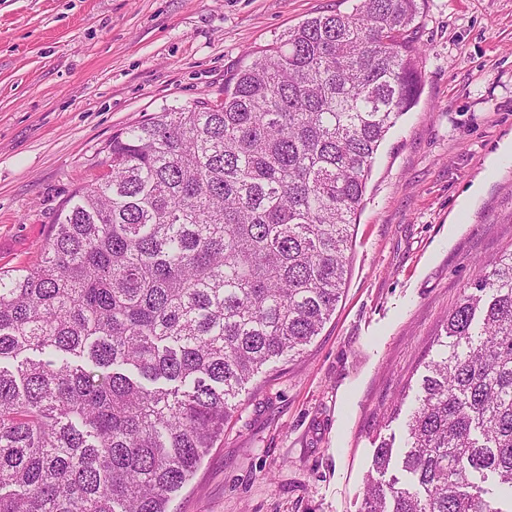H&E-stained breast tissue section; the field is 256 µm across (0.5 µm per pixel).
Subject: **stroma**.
I'll return each mask as SVG.
<instances>
[{"instance_id":"35a3bbf8","label":"stroma","mask_w":512,"mask_h":512,"mask_svg":"<svg viewBox=\"0 0 512 512\" xmlns=\"http://www.w3.org/2000/svg\"><path fill=\"white\" fill-rule=\"evenodd\" d=\"M349 0H0V268L37 263L113 133L224 97L245 51ZM423 86L379 147L335 313L169 512H359L478 260L512 250V0H427Z\"/></svg>"}]
</instances>
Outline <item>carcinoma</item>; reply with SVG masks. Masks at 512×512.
I'll use <instances>...</instances> for the list:
<instances>
[{
	"mask_svg": "<svg viewBox=\"0 0 512 512\" xmlns=\"http://www.w3.org/2000/svg\"><path fill=\"white\" fill-rule=\"evenodd\" d=\"M425 0H355L247 51L224 100L112 135L38 263L0 271V512H167L242 386L335 313ZM362 512H512V251L448 311Z\"/></svg>",
	"mask_w": 512,
	"mask_h": 512,
	"instance_id": "1",
	"label": "carcinoma"
}]
</instances>
